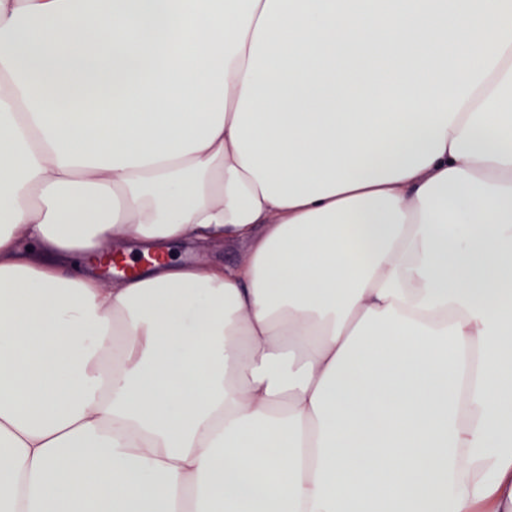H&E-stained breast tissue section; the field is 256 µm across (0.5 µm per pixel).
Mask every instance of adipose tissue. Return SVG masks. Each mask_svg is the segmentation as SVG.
<instances>
[{
  "mask_svg": "<svg viewBox=\"0 0 512 512\" xmlns=\"http://www.w3.org/2000/svg\"><path fill=\"white\" fill-rule=\"evenodd\" d=\"M0 512H512V0H0Z\"/></svg>",
  "mask_w": 512,
  "mask_h": 512,
  "instance_id": "1",
  "label": "adipose tissue"
}]
</instances>
